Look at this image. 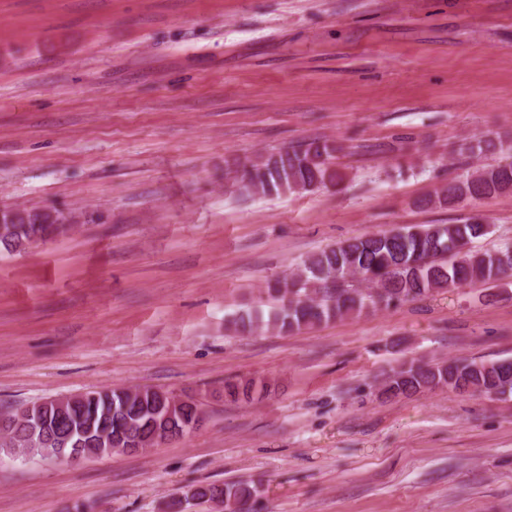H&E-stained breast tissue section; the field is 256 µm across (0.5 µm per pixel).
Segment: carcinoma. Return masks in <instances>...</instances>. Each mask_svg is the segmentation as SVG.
Listing matches in <instances>:
<instances>
[{"label":"carcinoma","instance_id":"1","mask_svg":"<svg viewBox=\"0 0 512 512\" xmlns=\"http://www.w3.org/2000/svg\"><path fill=\"white\" fill-rule=\"evenodd\" d=\"M340 147L325 140H313L298 147L286 148L250 162L241 168L239 160L228 165L233 180L247 193L282 194L296 190L336 185L341 175L335 167V153ZM467 150L474 154L498 152L502 159L475 168L448 180L433 196L421 201L426 207L452 208L466 200H478L512 192V142L478 139ZM26 218L19 223L30 228L9 241L0 239V247L12 252L20 241L37 232L35 225L50 223L43 209H25ZM488 233L480 223L426 224L398 226L390 230L353 237L324 249L303 261L299 273L291 280L277 282L268 288L275 305L263 313L246 310L237 313L232 324L243 332L261 327L291 332L303 326L327 322L349 314H360L380 305L389 307L415 300L442 289H456L476 283H495L512 276V244L492 252H479L471 242ZM359 278L368 288H338L320 297L308 294V285L341 284ZM464 393L469 390L489 395L494 391L512 392V359L484 362L460 358L455 363L401 364L383 376L381 393L387 397L411 396L439 387ZM257 392L252 381H224V398L238 401L251 399ZM113 401H105L101 393L86 395L95 407L66 409L51 415V423L62 432L83 422L94 425V434L83 439V447H94L99 433L116 432L121 424L132 422L150 428L143 408L134 404L122 409L123 390L110 391ZM198 411L195 404L179 407L170 429L183 433L184 424ZM258 493L248 483L224 484L227 499L247 501Z\"/></svg>","mask_w":512,"mask_h":512}]
</instances>
